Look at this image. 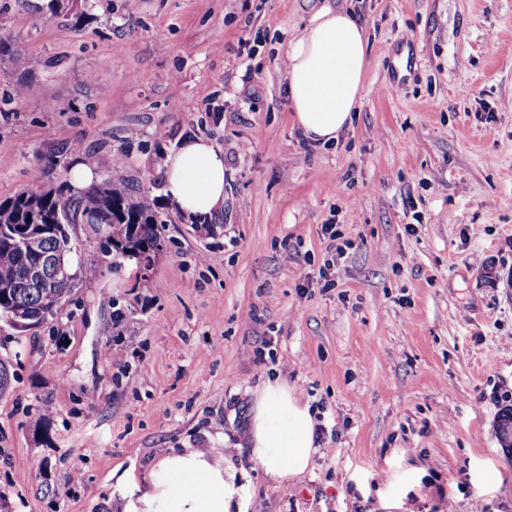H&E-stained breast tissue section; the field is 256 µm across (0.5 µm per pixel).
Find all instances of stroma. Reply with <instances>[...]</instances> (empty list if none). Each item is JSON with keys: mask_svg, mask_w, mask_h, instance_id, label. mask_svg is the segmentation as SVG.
Instances as JSON below:
<instances>
[{"mask_svg": "<svg viewBox=\"0 0 512 512\" xmlns=\"http://www.w3.org/2000/svg\"><path fill=\"white\" fill-rule=\"evenodd\" d=\"M47 2L0 0V202L36 179L72 195L65 169L87 161L157 198L165 154L203 136L224 209L199 224L162 204L145 273L70 225L95 277L58 319H0V512H122L114 474L195 448L233 452L248 512H512V0ZM325 6L361 21L368 63L321 144L282 63ZM275 377L318 446L279 483L246 434Z\"/></svg>", "mask_w": 512, "mask_h": 512, "instance_id": "1", "label": "stroma"}]
</instances>
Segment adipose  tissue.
<instances>
[{
	"label": "adipose tissue",
	"mask_w": 512,
	"mask_h": 512,
	"mask_svg": "<svg viewBox=\"0 0 512 512\" xmlns=\"http://www.w3.org/2000/svg\"><path fill=\"white\" fill-rule=\"evenodd\" d=\"M293 121L312 141L328 143L351 124L361 101L367 41L347 12L324 7L285 51ZM224 163L204 137L181 142L163 161V197L186 217L207 220L224 205ZM251 459L272 481L305 474L316 453L315 420L307 403L279 380L257 395L249 423ZM124 512H243L244 492L232 467L201 450L171 454L142 483L118 478Z\"/></svg>",
	"instance_id": "ef3b65f1"
}]
</instances>
